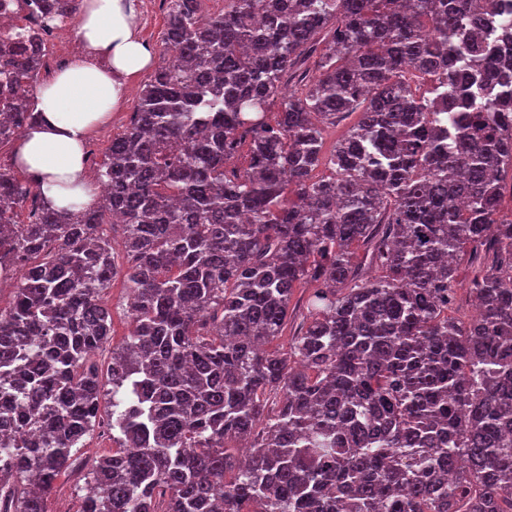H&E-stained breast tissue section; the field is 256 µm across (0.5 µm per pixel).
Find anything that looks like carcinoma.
Wrapping results in <instances>:
<instances>
[{
  "label": "carcinoma",
  "instance_id": "1",
  "mask_svg": "<svg viewBox=\"0 0 512 512\" xmlns=\"http://www.w3.org/2000/svg\"><path fill=\"white\" fill-rule=\"evenodd\" d=\"M206 2L169 0L173 61L93 204L59 211L0 173V264L20 272L0 308V512H47L101 423L112 450L79 512H512L500 0H224L203 24ZM12 70L35 79L39 49ZM0 104L2 147L38 112ZM464 258L466 321L449 313ZM121 267L107 390L92 355ZM106 299L112 313L113 336L109 344L103 346L93 355L104 373L112 358V344L114 346L119 345L130 327L126 308V292L122 278L113 280L111 287L106 291Z\"/></svg>",
  "mask_w": 512,
  "mask_h": 512
}]
</instances>
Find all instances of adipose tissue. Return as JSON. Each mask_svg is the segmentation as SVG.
<instances>
[{
  "label": "adipose tissue",
  "mask_w": 512,
  "mask_h": 512,
  "mask_svg": "<svg viewBox=\"0 0 512 512\" xmlns=\"http://www.w3.org/2000/svg\"><path fill=\"white\" fill-rule=\"evenodd\" d=\"M137 0H87L75 34L81 52L38 91L39 118L19 139L14 157L44 197L61 211L92 202L83 146L107 122L128 82L155 57L135 24Z\"/></svg>",
  "instance_id": "ef3b65f1"
}]
</instances>
